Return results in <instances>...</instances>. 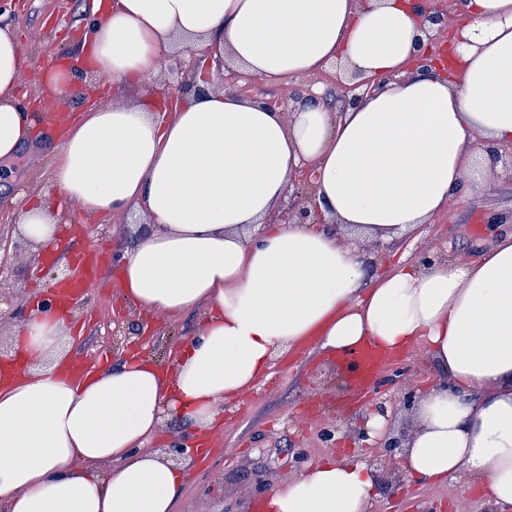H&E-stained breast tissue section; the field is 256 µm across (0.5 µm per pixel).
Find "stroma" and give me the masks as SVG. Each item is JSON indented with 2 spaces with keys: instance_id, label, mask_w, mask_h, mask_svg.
I'll list each match as a JSON object with an SVG mask.
<instances>
[{
  "instance_id": "stroma-1",
  "label": "stroma",
  "mask_w": 512,
  "mask_h": 512,
  "mask_svg": "<svg viewBox=\"0 0 512 512\" xmlns=\"http://www.w3.org/2000/svg\"><path fill=\"white\" fill-rule=\"evenodd\" d=\"M91 0H0L23 48L22 81L17 99L34 121L32 147L10 165L9 185L0 191V245L9 257L0 267L5 284L0 287V356L9 357L13 335L33 306L34 295L50 299L55 282L66 262L48 263L34 248L25 246L10 215L14 195L26 189L48 206H56L62 193L52 179L60 141L58 130L46 122L40 105L39 83L47 61L71 60L80 53L83 36L91 22ZM474 180L483 184L473 192L462 189L423 225L416 239H404L389 246L361 242L371 273L381 274L398 261L421 262L423 257L449 260L476 258L488 247L492 232L490 216L503 217L500 232L512 231V175L504 167L481 168ZM64 221L84 227L88 242L111 257L120 242V220L89 218L76 207L64 209ZM119 288L107 280L85 301H77L71 318L78 326L76 343L84 353L111 352L115 340L130 345L146 344L148 354L170 365L174 351L195 329L198 317L187 314L176 319L147 317L122 302ZM276 381H261L246 392L244 399L225 402L223 451L189 469L180 489L177 512H216L219 505L236 502L262 491L271 480L294 475L313 462L352 457L372 463L375 468H399L401 456L389 455L384 442L413 427L411 413L402 404L403 392L394 376L408 372L416 393H423L438 380V372L426 355L424 342H415L401 352L397 362L385 369L363 401H355L352 389L335 357L307 348L306 352L276 357ZM386 420L384 430L362 441L361 432L376 417ZM337 427L334 442L321 436L324 424ZM471 512H489L477 488L456 477L438 484L399 483L391 491H379L373 512H455L459 502Z\"/></svg>"
}]
</instances>
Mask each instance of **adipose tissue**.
<instances>
[{"instance_id":"1","label":"adipose tissue","mask_w":512,"mask_h":512,"mask_svg":"<svg viewBox=\"0 0 512 512\" xmlns=\"http://www.w3.org/2000/svg\"><path fill=\"white\" fill-rule=\"evenodd\" d=\"M82 47L114 94L70 127L53 178L87 217L133 221L116 259L141 311L203 319L168 372L136 351L72 384L60 372L71 325L51 305L16 329L28 368L0 386V512H176L185 465L150 449L164 421L201 438L224 403L274 359L315 342L426 343L441 379L413 409L405 480L464 476L512 512V233L474 260L399 263L370 275L354 238L392 243L441 211L490 147L512 143V0H468L461 70L413 66L424 41L409 0H94ZM213 48L239 73L279 79L340 66L380 79L333 113H289L212 87L164 114L125 87L163 53ZM21 45L0 16V160L32 118L14 95ZM311 165L323 225L275 224L295 172ZM19 230L58 244L62 212L22 202ZM377 472L334 458L270 483L241 512H372Z\"/></svg>"}]
</instances>
